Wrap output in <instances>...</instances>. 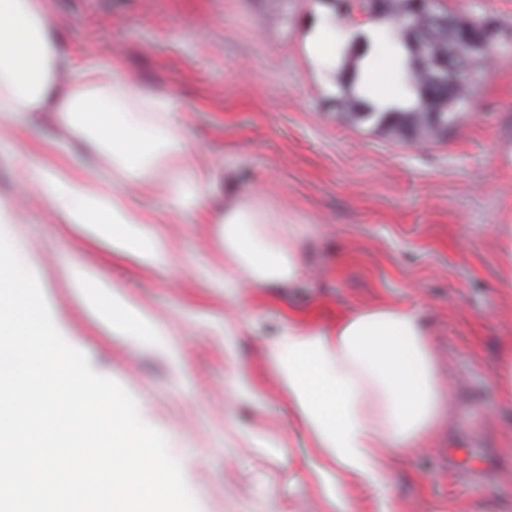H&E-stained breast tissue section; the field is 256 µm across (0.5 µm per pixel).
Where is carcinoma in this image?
<instances>
[{
    "label": "carcinoma",
    "instance_id": "cac0c4a2",
    "mask_svg": "<svg viewBox=\"0 0 512 512\" xmlns=\"http://www.w3.org/2000/svg\"><path fill=\"white\" fill-rule=\"evenodd\" d=\"M341 12L357 9L367 18H386L391 36L403 45L409 57V79L417 95L416 103L398 112H375L356 95L336 100L337 107L356 120H374L398 135H431L456 123L475 92L477 62L459 56L464 42L485 32L489 17L475 14L459 18V24L442 31L433 18L447 13L443 0H421L410 12L408 0H344Z\"/></svg>",
    "mask_w": 512,
    "mask_h": 512
}]
</instances>
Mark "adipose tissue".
<instances>
[{
  "mask_svg": "<svg viewBox=\"0 0 512 512\" xmlns=\"http://www.w3.org/2000/svg\"><path fill=\"white\" fill-rule=\"evenodd\" d=\"M378 20L364 28L372 43L357 58L359 95L381 110L416 101L408 57ZM47 0H0V132L29 125L33 112L54 107L79 115L112 152L113 161L140 180L168 164L180 167L168 181L169 211L194 223L223 224L224 250L249 268L254 285L296 278L301 262L271 232L287 213L258 195L224 193V213L210 209L213 174L184 162L185 142L176 109L164 97L143 95L120 64L109 70L112 99L92 86L99 61L75 63L53 38ZM62 156L53 168L30 170L38 192L66 223L93 229L113 253L143 265L170 259L154 227L160 214L136 206L130 194L109 186L91 169L72 168ZM74 284L93 315L112 332L160 336V329L93 272L74 267ZM280 389L310 434L320 457L304 456L303 477H315L328 512H352L348 484L372 489L380 512H404L391 490L394 462L431 432L442 406L437 369L421 311L378 303L322 323L315 313H292L266 347Z\"/></svg>",
  "mask_w": 512,
  "mask_h": 512,
  "instance_id": "1",
  "label": "adipose tissue"
}]
</instances>
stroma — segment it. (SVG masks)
Returning <instances> with one entry per match:
<instances>
[{
	"mask_svg": "<svg viewBox=\"0 0 512 512\" xmlns=\"http://www.w3.org/2000/svg\"><path fill=\"white\" fill-rule=\"evenodd\" d=\"M445 2L495 17L504 42L479 64L455 125L411 142L337 110L352 49L324 66L305 46L332 0H48L67 47L119 60L140 91L173 100L209 167L234 190L269 193L301 230L302 274L252 293L249 328L229 345L223 225H155L171 262L136 264L36 197L16 156L27 150L33 168L48 156L29 137H0V198L17 207L14 232L51 314L164 434L199 512H323L320 489L298 475L312 440L263 348L289 311L332 320L376 301L422 309L444 387L429 442L394 468L395 493L412 512H512V401L498 388L512 334V0ZM34 124L62 147L93 136L49 107ZM77 265L163 326L168 348L112 334L79 296ZM239 368L264 408L234 395Z\"/></svg>",
	"mask_w": 512,
	"mask_h": 512,
	"instance_id": "stroma-1",
	"label": "stroma"
}]
</instances>
